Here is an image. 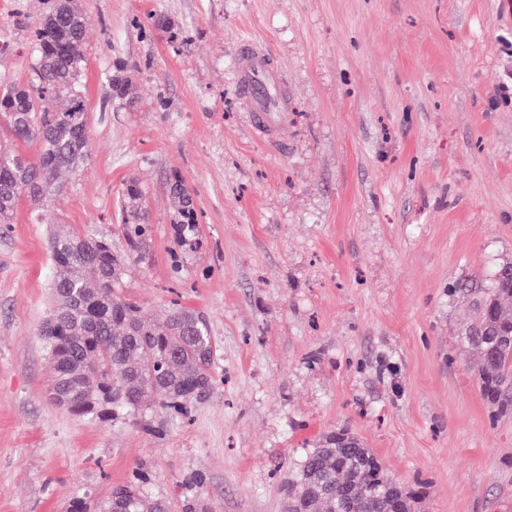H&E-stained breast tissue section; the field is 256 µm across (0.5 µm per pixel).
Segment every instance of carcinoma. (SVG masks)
Wrapping results in <instances>:
<instances>
[{
  "instance_id": "1",
  "label": "carcinoma",
  "mask_w": 512,
  "mask_h": 512,
  "mask_svg": "<svg viewBox=\"0 0 512 512\" xmlns=\"http://www.w3.org/2000/svg\"><path fill=\"white\" fill-rule=\"evenodd\" d=\"M85 36L75 0H58L33 31L38 56L30 78L23 84L0 80V126L14 141L39 144L30 159L0 141V224L11 223L24 198L37 207L54 201L62 189L59 175L88 160V102L79 82ZM173 192L177 212L187 219L178 226L185 243L196 231L193 200L179 178ZM123 196L132 204L122 227L130 252L65 227L51 237L53 309L41 336L54 370L52 397L62 396L76 415L101 421L147 410L174 419L209 398L216 347L199 313L173 307L155 325L118 291L130 253L145 248L151 235L147 217L135 207L139 182H127ZM510 302L512 264H506L462 333L477 359L479 391L502 414L512 413ZM203 485L200 476L184 484L188 512H205ZM69 512H169V505L130 483L98 503L76 493ZM286 512H415V500L360 439L330 431L298 464Z\"/></svg>"
}]
</instances>
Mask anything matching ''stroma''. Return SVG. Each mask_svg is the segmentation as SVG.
Returning <instances> with one entry per match:
<instances>
[{
	"label": "stroma",
	"instance_id": "1",
	"mask_svg": "<svg viewBox=\"0 0 512 512\" xmlns=\"http://www.w3.org/2000/svg\"><path fill=\"white\" fill-rule=\"evenodd\" d=\"M55 0H0V76L32 73ZM89 158L31 223L0 225V512H67L139 483L186 512H284L332 430L359 437L417 512H512V414L481 397L459 343L471 291L512 263V0H79ZM169 21L161 31L147 12ZM288 86L286 144L250 128L240 41ZM125 63L126 96L107 74ZM151 242L122 295L199 312L215 389L179 420L76 417L48 397L39 329L60 224L126 249L122 188ZM182 179L198 230L178 243Z\"/></svg>",
	"mask_w": 512,
	"mask_h": 512
}]
</instances>
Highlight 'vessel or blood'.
<instances>
[{
  "instance_id": "b4317fda",
  "label": "vessel or blood",
  "mask_w": 512,
  "mask_h": 512,
  "mask_svg": "<svg viewBox=\"0 0 512 512\" xmlns=\"http://www.w3.org/2000/svg\"><path fill=\"white\" fill-rule=\"evenodd\" d=\"M236 76L254 134L270 144L283 146L288 127V98L278 64L260 43L245 41L239 46Z\"/></svg>"
}]
</instances>
